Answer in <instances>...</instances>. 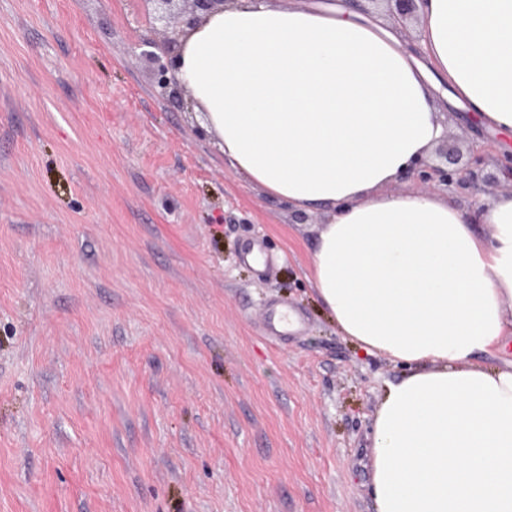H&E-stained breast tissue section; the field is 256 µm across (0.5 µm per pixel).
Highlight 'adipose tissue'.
Listing matches in <instances>:
<instances>
[{
  "label": "adipose tissue",
  "mask_w": 512,
  "mask_h": 512,
  "mask_svg": "<svg viewBox=\"0 0 512 512\" xmlns=\"http://www.w3.org/2000/svg\"><path fill=\"white\" fill-rule=\"evenodd\" d=\"M419 50L349 0H230L177 78L238 174L332 217L310 279L343 334L405 366L373 422L377 512H512V193L466 211L386 184L444 134L436 99L512 134V0H426ZM492 228L491 236L479 225Z\"/></svg>",
  "instance_id": "1"
}]
</instances>
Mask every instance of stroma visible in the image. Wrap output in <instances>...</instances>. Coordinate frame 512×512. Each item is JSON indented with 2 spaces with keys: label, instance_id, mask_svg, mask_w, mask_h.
Here are the masks:
<instances>
[{
  "label": "stroma",
  "instance_id": "stroma-1",
  "mask_svg": "<svg viewBox=\"0 0 512 512\" xmlns=\"http://www.w3.org/2000/svg\"><path fill=\"white\" fill-rule=\"evenodd\" d=\"M147 38L138 0H0V512H376L402 368L309 283L326 213L234 172L132 54ZM273 303L303 323L284 343Z\"/></svg>",
  "mask_w": 512,
  "mask_h": 512
}]
</instances>
